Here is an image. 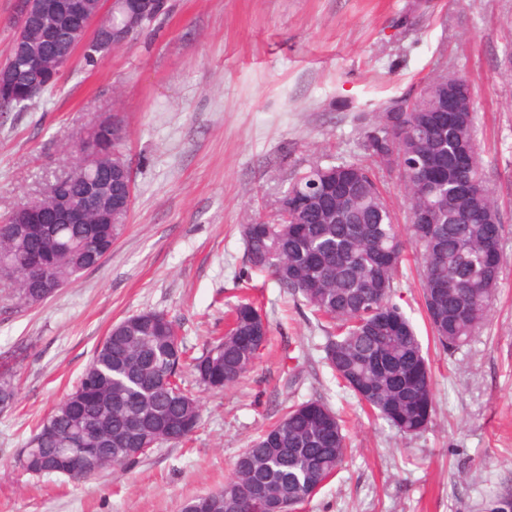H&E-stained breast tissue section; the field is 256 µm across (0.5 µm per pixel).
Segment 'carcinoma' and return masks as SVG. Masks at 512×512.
Returning a JSON list of instances; mask_svg holds the SVG:
<instances>
[{"label":"carcinoma","instance_id":"1","mask_svg":"<svg viewBox=\"0 0 512 512\" xmlns=\"http://www.w3.org/2000/svg\"><path fill=\"white\" fill-rule=\"evenodd\" d=\"M154 0H123L106 18L96 43H112V33L128 28L139 14L140 31L158 23ZM78 9L62 22L49 24L32 15L26 43L62 64L76 53L77 36L87 13L104 10L99 0H78ZM21 44H12L14 65L0 78V112H24L29 104L16 97L33 76L22 64ZM462 111L451 125L434 122L448 95ZM472 88L455 74L429 79L415 97L391 100L378 121L361 132L365 160L316 163L297 176L278 198L280 222L259 217L240 225L251 272L271 276L283 292L332 325L326 361L342 387L372 414L407 436L424 430L435 412L432 379L411 320L395 301L405 243L419 254L426 319L439 344L455 350L477 335L488 321L502 266L487 268L484 226L500 222L497 200L489 192L483 168L456 169L455 154L479 155L475 139ZM94 136L102 157L77 158L66 180L70 197L79 200L92 224H62L59 233L35 235L0 220V253L10 257L9 287L17 303L32 306L44 288L65 285L83 269L112 251L133 202L124 119L98 124ZM393 155L409 208L400 225L375 167ZM422 158L443 169L437 188L416 191L411 164ZM91 171L119 211L107 214L88 194L82 172ZM41 258L45 278L34 280L25 267ZM259 333L267 342L269 325L254 304L244 299L233 308L224 336L210 342L198 357L187 355L174 321L166 314L143 311L110 330L96 348L74 388L56 404L50 417L18 453V462L33 474L58 470V448H103L112 466L127 467L149 443H179L199 427L198 397L184 387L189 367L205 388L237 383L253 366L257 349L242 344ZM17 388L12 368L0 362V408L13 405ZM348 455L346 436L336 413L319 401L288 407L282 417L235 460L224 486L209 493L213 512H250L247 493L257 487L268 499L305 503L312 490L332 478Z\"/></svg>","mask_w":512,"mask_h":512}]
</instances>
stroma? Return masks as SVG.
Here are the masks:
<instances>
[{
  "instance_id": "35a3bbf8",
  "label": "stroma",
  "mask_w": 512,
  "mask_h": 512,
  "mask_svg": "<svg viewBox=\"0 0 512 512\" xmlns=\"http://www.w3.org/2000/svg\"><path fill=\"white\" fill-rule=\"evenodd\" d=\"M152 31L92 71L71 63L27 111L0 115V216L60 176L70 151L118 112L134 184L110 255L45 302L0 285V357L17 355L16 403L0 410V512H180L294 403L341 418L350 455L297 512H491L512 492V0H169ZM469 80L505 262L489 321L454 353L434 342L414 262L400 306L428 355L436 412L399 436L336 384L330 331L269 279L252 296L270 342L240 382L203 391L202 422L128 468L88 480L36 476L15 458L76 384L112 325L143 310L202 353L223 335L248 272L239 228L270 221L314 162L361 159L386 101L440 72Z\"/></svg>"
}]
</instances>
